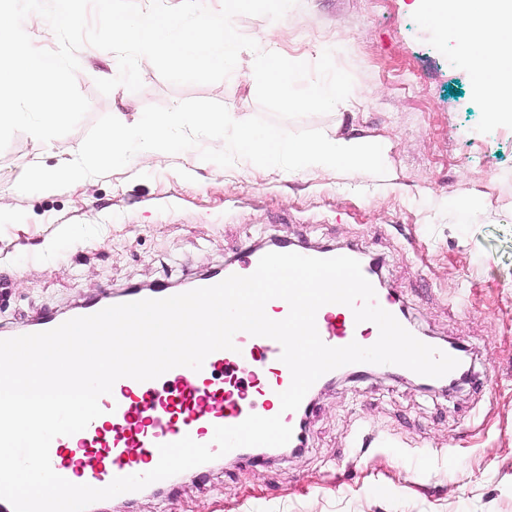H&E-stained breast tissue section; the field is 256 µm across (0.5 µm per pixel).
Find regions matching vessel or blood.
<instances>
[{
    "instance_id": "obj_1",
    "label": "vessel or blood",
    "mask_w": 512,
    "mask_h": 512,
    "mask_svg": "<svg viewBox=\"0 0 512 512\" xmlns=\"http://www.w3.org/2000/svg\"><path fill=\"white\" fill-rule=\"evenodd\" d=\"M261 256V250H246L198 284L208 287L232 274H251ZM316 326L322 341L333 347L362 343L370 335L342 304L321 307ZM233 341L234 349L211 353L198 371L176 367L144 382L118 379L111 394L100 397L102 413L86 429L52 440L54 472L72 483L102 488L114 478L152 470L159 445L186 436L208 444L215 427L240 424L252 414L281 416L292 429L290 447H300V424L311 401L303 399L297 410L282 411L279 394L289 387L291 373L280 359V344L244 332Z\"/></svg>"
}]
</instances>
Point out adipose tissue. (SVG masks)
I'll return each instance as SVG.
<instances>
[{
  "label": "adipose tissue",
  "mask_w": 512,
  "mask_h": 512,
  "mask_svg": "<svg viewBox=\"0 0 512 512\" xmlns=\"http://www.w3.org/2000/svg\"><path fill=\"white\" fill-rule=\"evenodd\" d=\"M469 20L468 61L491 116L512 109V0H426L425 18Z\"/></svg>",
  "instance_id": "obj_1"
}]
</instances>
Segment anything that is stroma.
Listing matches in <instances>:
<instances>
[{
	"mask_svg": "<svg viewBox=\"0 0 512 512\" xmlns=\"http://www.w3.org/2000/svg\"><path fill=\"white\" fill-rule=\"evenodd\" d=\"M421 0H296L280 54L315 63L333 47L351 104L283 121L385 144L387 174L228 168L187 155L135 156L83 186L23 194L32 160L59 165L116 111L212 100L260 115L253 60L237 77L173 85L149 60L143 87L101 94L115 54L78 52L90 111L50 151L16 134L0 152V333L136 284L185 286L274 239L355 248L412 321L470 355L481 386L425 390L368 372L315 391L306 445L265 464L223 460L171 490L100 501L96 512H512V113L484 109L458 27L426 22Z\"/></svg>",
	"mask_w": 512,
	"mask_h": 512,
	"instance_id": "1",
	"label": "stroma"
}]
</instances>
